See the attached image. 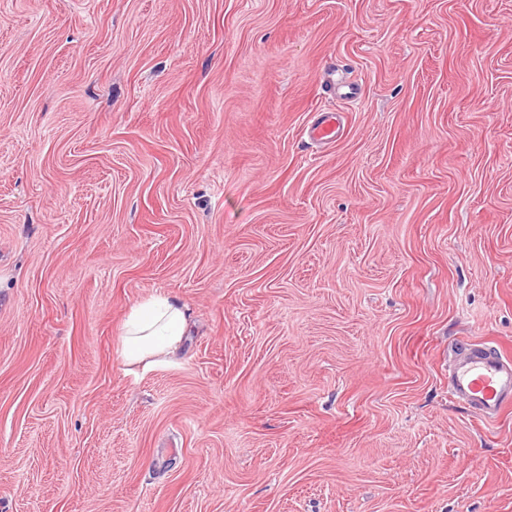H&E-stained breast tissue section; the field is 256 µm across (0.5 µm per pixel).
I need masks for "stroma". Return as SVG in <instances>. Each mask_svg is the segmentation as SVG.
I'll return each mask as SVG.
<instances>
[{
  "label": "stroma",
  "mask_w": 512,
  "mask_h": 512,
  "mask_svg": "<svg viewBox=\"0 0 512 512\" xmlns=\"http://www.w3.org/2000/svg\"><path fill=\"white\" fill-rule=\"evenodd\" d=\"M464 338L512 357V0H0V512H512ZM187 325L184 305L158 295L134 305L120 334L119 354L131 364L157 357L175 348Z\"/></svg>",
  "instance_id": "stroma-1"
}]
</instances>
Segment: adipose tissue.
Instances as JSON below:
<instances>
[{"label": "adipose tissue", "instance_id": "ef3b65f1", "mask_svg": "<svg viewBox=\"0 0 512 512\" xmlns=\"http://www.w3.org/2000/svg\"><path fill=\"white\" fill-rule=\"evenodd\" d=\"M187 325L184 305L158 295L134 305L122 327L119 354L131 364L175 348Z\"/></svg>", "mask_w": 512, "mask_h": 512}]
</instances>
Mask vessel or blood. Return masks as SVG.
I'll use <instances>...</instances> for the list:
<instances>
[{
    "label": "vessel or blood",
    "mask_w": 512,
    "mask_h": 512,
    "mask_svg": "<svg viewBox=\"0 0 512 512\" xmlns=\"http://www.w3.org/2000/svg\"><path fill=\"white\" fill-rule=\"evenodd\" d=\"M450 371L452 395L484 421H496L512 406L511 357L483 344H465Z\"/></svg>",
    "instance_id": "vessel-or-blood-1"
}]
</instances>
